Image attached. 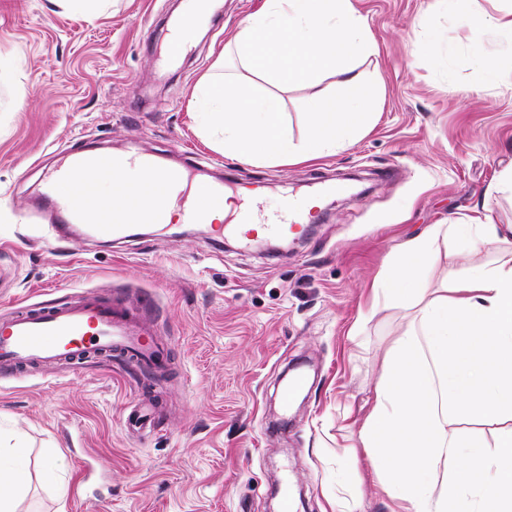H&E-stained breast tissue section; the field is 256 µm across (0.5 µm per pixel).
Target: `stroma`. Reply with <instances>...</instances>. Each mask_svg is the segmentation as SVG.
I'll return each instance as SVG.
<instances>
[{
    "instance_id": "obj_1",
    "label": "stroma",
    "mask_w": 512,
    "mask_h": 512,
    "mask_svg": "<svg viewBox=\"0 0 512 512\" xmlns=\"http://www.w3.org/2000/svg\"><path fill=\"white\" fill-rule=\"evenodd\" d=\"M183 2L108 0L90 22L54 0H0V315L105 289L163 350L156 370L116 357L0 376V432L25 445L18 508L85 512L100 496L107 512H279L285 468L293 512H391L394 491L360 431L412 313L373 304V289L430 225H512V189L500 184L512 169V33L496 24L512 0H352L372 46L352 68L375 84L373 112L351 147L290 165L226 153L196 110L204 85L234 73L279 97L299 142L306 99L341 90L340 75L284 85L224 55L263 0H214L180 62L160 66L166 19ZM79 145L181 166L196 154L204 173L257 193L263 222L288 195L350 174L361 193L324 198L325 216L280 254L171 227L119 239L65 231L36 203L63 149ZM511 257L512 238L477 251L452 236L416 279L438 288ZM299 365L310 383L284 417L281 377Z\"/></svg>"
}]
</instances>
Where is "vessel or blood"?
Returning <instances> with one entry per match:
<instances>
[{"label":"vessel or blood","mask_w":512,"mask_h":512,"mask_svg":"<svg viewBox=\"0 0 512 512\" xmlns=\"http://www.w3.org/2000/svg\"><path fill=\"white\" fill-rule=\"evenodd\" d=\"M115 165L112 153L87 155L70 149L65 161L47 175L48 203L63 220L94 225L102 235H123L126 227L119 215L84 184L91 171ZM63 184L72 185V192L60 193ZM159 353L158 345L145 339L129 312L108 295L91 293L60 306L16 311L0 318V375L20 377L33 362L79 364L112 355L153 366Z\"/></svg>","instance_id":"b4317fda"}]
</instances>
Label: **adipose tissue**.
Returning a JSON list of instances; mask_svg holds the SVG:
<instances>
[{
	"label": "adipose tissue",
	"instance_id": "1",
	"mask_svg": "<svg viewBox=\"0 0 512 512\" xmlns=\"http://www.w3.org/2000/svg\"><path fill=\"white\" fill-rule=\"evenodd\" d=\"M164 177V168L125 160L98 170L94 184L125 223H142L154 209L176 223L174 200L154 191ZM450 231L478 249L511 236L512 225L437 224L401 245L379 290L414 317L394 341L360 439L392 482L398 512H512V432L489 454L457 430L464 418H512V259L466 269L444 295L415 285L413 272L434 262L439 236ZM22 453L18 443L0 448V512H16L26 489ZM440 474L463 488L455 503L434 496L430 481Z\"/></svg>",
	"mask_w": 512,
	"mask_h": 512
}]
</instances>
